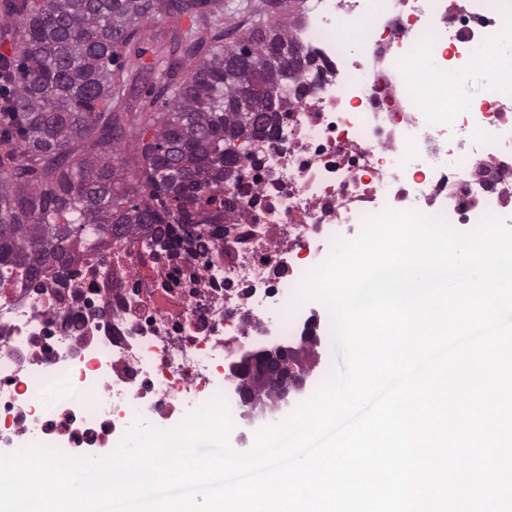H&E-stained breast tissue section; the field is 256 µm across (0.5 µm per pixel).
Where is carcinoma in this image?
Listing matches in <instances>:
<instances>
[{
    "label": "carcinoma",
    "mask_w": 512,
    "mask_h": 512,
    "mask_svg": "<svg viewBox=\"0 0 512 512\" xmlns=\"http://www.w3.org/2000/svg\"><path fill=\"white\" fill-rule=\"evenodd\" d=\"M205 0H10L19 51L0 130L9 163L0 160V263L67 266L109 234L148 233L190 214L207 187L236 174L233 158L250 140L276 129L287 110L288 84L304 64L296 21L259 18L229 47L209 46L196 69L174 80V68L151 65L130 75L168 97L150 112L149 141L133 154L121 147L130 105L118 49L138 26L163 14L200 17ZM204 39L184 33L170 54H196Z\"/></svg>",
    "instance_id": "1"
}]
</instances>
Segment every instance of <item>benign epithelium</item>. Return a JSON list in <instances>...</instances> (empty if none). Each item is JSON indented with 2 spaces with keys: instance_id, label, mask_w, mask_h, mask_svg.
Returning a JSON list of instances; mask_svg holds the SVG:
<instances>
[{
  "instance_id": "benign-epithelium-1",
  "label": "benign epithelium",
  "mask_w": 512,
  "mask_h": 512,
  "mask_svg": "<svg viewBox=\"0 0 512 512\" xmlns=\"http://www.w3.org/2000/svg\"><path fill=\"white\" fill-rule=\"evenodd\" d=\"M320 345L315 314L286 343L270 337L258 348L225 344L224 382L246 427L269 422L308 393L318 377ZM257 386L268 388L267 397L255 395Z\"/></svg>"
}]
</instances>
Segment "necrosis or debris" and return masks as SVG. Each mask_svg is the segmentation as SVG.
<instances>
[{"instance_id":"4bbe7bcc","label":"necrosis or debris","mask_w":512,"mask_h":512,"mask_svg":"<svg viewBox=\"0 0 512 512\" xmlns=\"http://www.w3.org/2000/svg\"><path fill=\"white\" fill-rule=\"evenodd\" d=\"M511 36L512 0H304L288 110L194 223L106 236L65 270L0 264V453L111 451L223 395L226 342L297 334L337 225L388 208L512 224V47L465 112L441 106L462 47Z\"/></svg>"}]
</instances>
